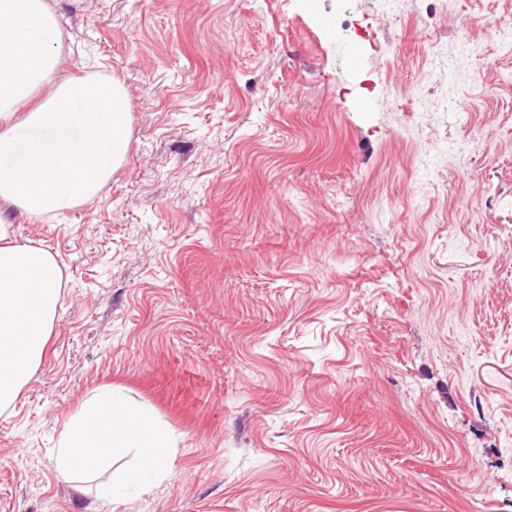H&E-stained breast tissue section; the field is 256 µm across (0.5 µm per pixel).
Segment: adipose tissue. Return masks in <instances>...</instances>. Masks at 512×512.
I'll return each mask as SVG.
<instances>
[{
  "label": "adipose tissue",
  "instance_id": "adipose-tissue-1",
  "mask_svg": "<svg viewBox=\"0 0 512 512\" xmlns=\"http://www.w3.org/2000/svg\"><path fill=\"white\" fill-rule=\"evenodd\" d=\"M57 28L44 0H0V201L26 216L94 198L124 161L132 136L120 82L56 81ZM61 288L55 254L13 240L9 220L0 216L1 412L45 355ZM174 446L172 431L150 407L104 388L64 424L55 461L65 475L97 478L98 498L112 503L127 488L167 476ZM124 456L130 465L113 470Z\"/></svg>",
  "mask_w": 512,
  "mask_h": 512
}]
</instances>
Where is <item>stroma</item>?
<instances>
[{"label": "stroma", "mask_w": 512, "mask_h": 512, "mask_svg": "<svg viewBox=\"0 0 512 512\" xmlns=\"http://www.w3.org/2000/svg\"><path fill=\"white\" fill-rule=\"evenodd\" d=\"M44 2L132 138L14 220L63 288L0 512H512V0ZM105 386L178 435L110 505L53 459Z\"/></svg>", "instance_id": "obj_1"}]
</instances>
